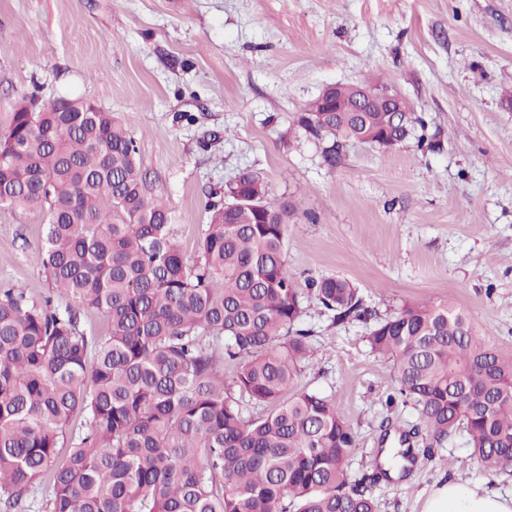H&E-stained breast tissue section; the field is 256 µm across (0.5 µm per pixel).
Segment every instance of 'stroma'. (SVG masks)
I'll return each mask as SVG.
<instances>
[{"mask_svg":"<svg viewBox=\"0 0 512 512\" xmlns=\"http://www.w3.org/2000/svg\"><path fill=\"white\" fill-rule=\"evenodd\" d=\"M360 83L407 98L427 148L350 143L325 162L293 117ZM58 97L130 128L187 256L213 193L254 171L288 210L299 287L348 279L376 319L446 301L512 350V0H0V113ZM44 238L39 212H0V283L49 293L32 259ZM303 326L314 353L295 387L335 402L357 434L353 475L372 473L385 423L418 414L388 403L397 372L370 352L369 322L313 303ZM411 445L409 475L369 487L379 512H422L448 477L512 494L463 436Z\"/></svg>","mask_w":512,"mask_h":512,"instance_id":"obj_1","label":"stroma"}]
</instances>
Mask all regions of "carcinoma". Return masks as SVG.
Listing matches in <instances>:
<instances>
[{"label":"carcinoma","mask_w":512,"mask_h":512,"mask_svg":"<svg viewBox=\"0 0 512 512\" xmlns=\"http://www.w3.org/2000/svg\"><path fill=\"white\" fill-rule=\"evenodd\" d=\"M355 89L297 117L329 164L349 142L425 129L403 97L394 121L383 105L331 109ZM62 105L0 114V211L44 214L34 261L52 286L0 283V512H377L366 482L385 471L352 478L353 428L323 393L294 390L304 302L336 324L364 316L358 288L296 287L288 211L251 171L208 206L187 260L132 132L88 100ZM365 341L396 368L389 403L412 404L436 442L463 434L488 476L512 472L511 351L447 302L407 305Z\"/></svg>","instance_id":"obj_1"}]
</instances>
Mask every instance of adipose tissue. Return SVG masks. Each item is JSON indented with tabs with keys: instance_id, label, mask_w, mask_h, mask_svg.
I'll return each mask as SVG.
<instances>
[{
	"instance_id": "adipose-tissue-1",
	"label": "adipose tissue",
	"mask_w": 512,
	"mask_h": 512,
	"mask_svg": "<svg viewBox=\"0 0 512 512\" xmlns=\"http://www.w3.org/2000/svg\"><path fill=\"white\" fill-rule=\"evenodd\" d=\"M423 512H512V495L451 478L432 490Z\"/></svg>"
}]
</instances>
